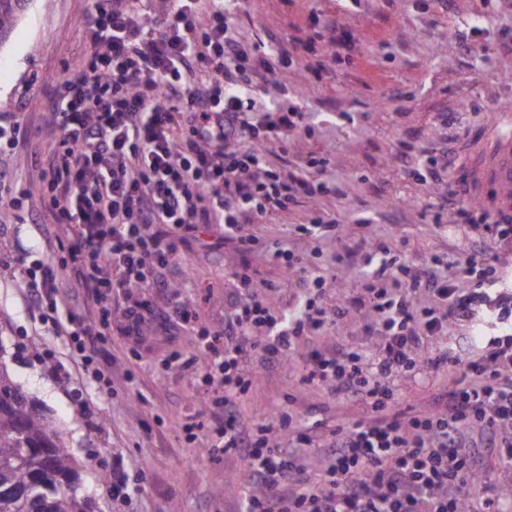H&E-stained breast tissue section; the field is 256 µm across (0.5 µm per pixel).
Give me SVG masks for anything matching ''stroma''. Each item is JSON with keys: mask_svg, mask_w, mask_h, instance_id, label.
I'll use <instances>...</instances> for the list:
<instances>
[{"mask_svg": "<svg viewBox=\"0 0 512 512\" xmlns=\"http://www.w3.org/2000/svg\"><path fill=\"white\" fill-rule=\"evenodd\" d=\"M89 8V0H31L0 47V115L23 111L33 130L30 142L0 153V170L31 187L22 207L42 217L41 224H22L0 209V237L8 241L0 251V361L63 432L94 512H238L244 492L240 461L220 450L200 453L199 442L182 431L187 421L210 422L222 414L205 380L203 356L207 334L224 324L226 272L240 262L233 250L216 246L223 227L208 225L180 246L179 266L157 271L196 311L193 326L177 323L164 289H146L157 331L138 340L105 331L96 340L97 362L88 369L66 336L35 321L18 272V258L39 249L57 272L60 309L98 321L86 291L68 276L69 256L56 247L59 229L45 214L40 194L44 161L56 140L40 131L39 103L63 68L85 64ZM232 9L241 34L251 41L285 44L304 37L315 21L352 33L343 50L325 38L311 52L297 51L288 70V83L314 130L290 140L288 155L330 158L327 175L341 183L344 194L326 199L324 208L345 225L350 243L366 251L383 243L391 256L415 262L476 254L496 267L501 288H512V241L456 223L450 212L439 210L438 188L413 175L422 149L448 146L454 155L445 179L454 183L472 134L512 103V50H504L501 39L502 31H512V0H455L449 10L436 0H234ZM315 59L326 64L317 76L305 68ZM25 99L30 105L24 109ZM446 112L456 116L454 129L441 123ZM312 207V201L301 200L254 231L270 248L305 253L309 272L327 275L325 300L333 305L350 297L362 270L336 267V240L295 233ZM304 366L299 355L261 372L245 414L286 405L299 422L318 421L327 430L368 418L361 403L303 385ZM455 376V370H443L396 380L395 388L404 407L429 414L444 406ZM115 473L128 483L130 498L123 504L109 490Z\"/></svg>", "mask_w": 512, "mask_h": 512, "instance_id": "obj_1", "label": "stroma"}]
</instances>
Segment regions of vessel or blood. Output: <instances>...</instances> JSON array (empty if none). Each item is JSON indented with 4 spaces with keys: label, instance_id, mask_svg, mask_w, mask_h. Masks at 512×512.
I'll use <instances>...</instances> for the list:
<instances>
[{
    "label": "vessel or blood",
    "instance_id": "obj_1",
    "mask_svg": "<svg viewBox=\"0 0 512 512\" xmlns=\"http://www.w3.org/2000/svg\"><path fill=\"white\" fill-rule=\"evenodd\" d=\"M486 137L473 139L461 174L466 197L480 201L499 223H512V114H496Z\"/></svg>",
    "mask_w": 512,
    "mask_h": 512
}]
</instances>
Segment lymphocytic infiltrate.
Listing matches in <instances>:
<instances>
[{
  "label": "lymphocytic infiltrate",
  "instance_id": "1",
  "mask_svg": "<svg viewBox=\"0 0 512 512\" xmlns=\"http://www.w3.org/2000/svg\"><path fill=\"white\" fill-rule=\"evenodd\" d=\"M170 21L163 32L155 24ZM224 0H92L89 61L64 70L48 97L46 129L58 135L46 160L47 206L71 238L60 241L68 273L99 307L92 324L60 316L56 276L48 263H22L30 296L51 330L65 328L84 364H93L96 327L126 336L151 330L149 302L131 287L147 288L156 266L171 264L179 243L199 225L220 224L224 242L242 262L228 273L231 293L224 327L207 346L210 369L224 394V415L212 432L247 479L242 512H504L498 492L471 508L461 489L478 478L484 449L512 457V336L489 338L476 358L447 345L450 327L472 321L479 308L512 319V295L489 294L499 278L486 260L468 257L460 271L478 278L465 292L444 275V261L389 258L386 247L342 246L340 266L356 264L365 276L348 301L327 307V279L307 272L294 249L268 250L253 225L289 211L300 198L339 197L327 179L328 162L299 156L270 164L273 146H286L305 125L293 104L258 102L275 84L288 96L293 55L283 45L242 36ZM443 199L457 223H479L487 233L512 237V225L476 214L452 188ZM266 255L302 275L308 286L298 315L273 299L281 282L261 281L248 259ZM429 297L415 300L416 293ZM363 315L373 352L342 344L332 354L307 356L302 382L363 402L371 420L337 426L326 438L320 476L301 456L315 447L317 426L298 429L292 415L258 411L242 422L239 408L261 368L283 364L302 341L322 336L351 311ZM460 367L444 409L427 415L402 409L395 378H417Z\"/></svg>",
  "mask_w": 512,
  "mask_h": 512
}]
</instances>
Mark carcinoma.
<instances>
[{"label": "carcinoma", "instance_id": "cac0c4a2", "mask_svg": "<svg viewBox=\"0 0 512 512\" xmlns=\"http://www.w3.org/2000/svg\"><path fill=\"white\" fill-rule=\"evenodd\" d=\"M29 0H0V46ZM65 437L0 362V512H93Z\"/></svg>", "mask_w": 512, "mask_h": 512}]
</instances>
